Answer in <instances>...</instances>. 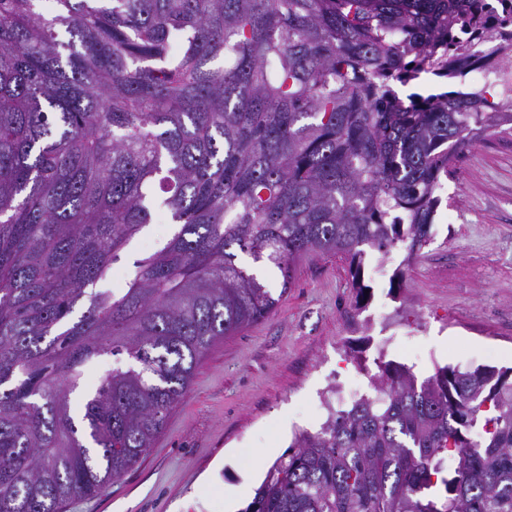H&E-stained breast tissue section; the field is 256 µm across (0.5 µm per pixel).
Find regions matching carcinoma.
I'll list each match as a JSON object with an SVG mask.
<instances>
[{
    "label": "carcinoma",
    "mask_w": 512,
    "mask_h": 512,
    "mask_svg": "<svg viewBox=\"0 0 512 512\" xmlns=\"http://www.w3.org/2000/svg\"><path fill=\"white\" fill-rule=\"evenodd\" d=\"M0 0V512H62L141 462L202 357L277 300L238 262L433 240L441 178L512 89L402 99L512 0ZM162 209L178 231L104 289ZM76 416L71 396L103 357ZM374 393L301 432L242 512H512V369Z\"/></svg>",
    "instance_id": "1"
}]
</instances>
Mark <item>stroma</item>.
I'll use <instances>...</instances> for the list:
<instances>
[{"instance_id":"35a3bbf8","label":"stroma","mask_w":512,"mask_h":512,"mask_svg":"<svg viewBox=\"0 0 512 512\" xmlns=\"http://www.w3.org/2000/svg\"><path fill=\"white\" fill-rule=\"evenodd\" d=\"M438 194L433 242L404 288L390 286L401 250L386 261L368 254L361 300L336 256L303 260L288 289L266 266L275 311L207 353L139 464L63 512H227V488L263 480L269 464L259 450L287 451L296 434L318 430L332 389L370 392L379 360L412 366L421 379L446 365L512 367V134L465 150ZM174 231L157 212L122 250L107 287H121Z\"/></svg>"}]
</instances>
